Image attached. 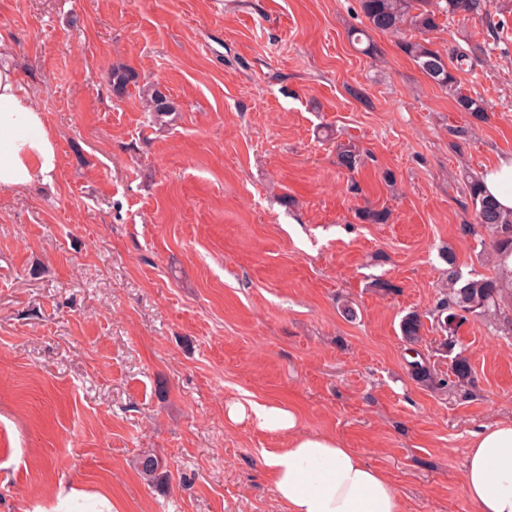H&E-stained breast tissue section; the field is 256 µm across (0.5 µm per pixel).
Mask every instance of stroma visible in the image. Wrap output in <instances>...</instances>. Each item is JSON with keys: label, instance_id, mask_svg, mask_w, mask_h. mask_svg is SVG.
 <instances>
[{"label": "stroma", "instance_id": "1", "mask_svg": "<svg viewBox=\"0 0 512 512\" xmlns=\"http://www.w3.org/2000/svg\"><path fill=\"white\" fill-rule=\"evenodd\" d=\"M499 3L426 38L487 40ZM366 26L358 0H0V50L59 155L52 184L0 191V512H50L62 484L112 512H286L259 455L283 436L224 417L245 399L364 454L404 512H474L471 434L512 420V306L462 325L472 383L445 392L412 379L399 322L445 287V251L497 270L459 226L465 172L512 152V13L458 74L481 121L396 39L359 51ZM118 66L138 75L121 94ZM149 84L177 107L166 127ZM452 126L469 129L454 148ZM347 140L372 156L353 174ZM147 453L164 486L139 474ZM146 91L145 107L150 114L151 122L159 126L168 123L167 117L176 112L174 102L158 87L150 85ZM366 154L354 142L336 145V164L349 173H353L365 163ZM141 475L151 484H164L168 477L164 459L155 454H144L137 460Z\"/></svg>", "mask_w": 512, "mask_h": 512}]
</instances>
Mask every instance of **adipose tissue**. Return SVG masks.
Wrapping results in <instances>:
<instances>
[{
	"label": "adipose tissue",
	"instance_id": "1",
	"mask_svg": "<svg viewBox=\"0 0 512 512\" xmlns=\"http://www.w3.org/2000/svg\"><path fill=\"white\" fill-rule=\"evenodd\" d=\"M59 166L56 142L43 112L10 66L0 67V190L52 184ZM484 194L512 210V152L481 174ZM226 418L280 433L286 447L261 457L276 497L288 512H403L396 486L363 454L332 434H306L290 407L257 401L226 404ZM463 483L475 512H512V421L480 427L467 450Z\"/></svg>",
	"mask_w": 512,
	"mask_h": 512
}]
</instances>
